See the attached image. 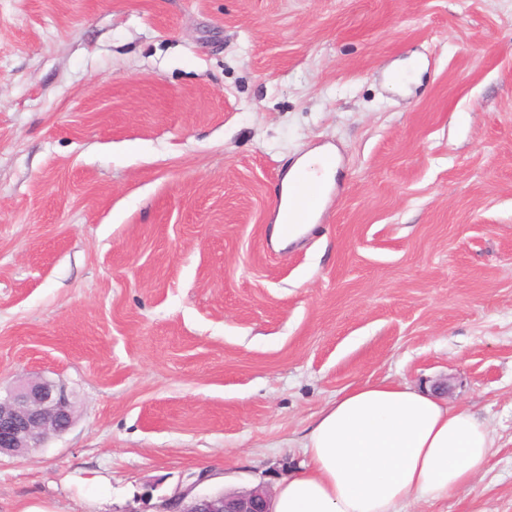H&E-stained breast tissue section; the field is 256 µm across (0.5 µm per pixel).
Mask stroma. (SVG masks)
<instances>
[{
  "instance_id": "1",
  "label": "stroma",
  "mask_w": 512,
  "mask_h": 512,
  "mask_svg": "<svg viewBox=\"0 0 512 512\" xmlns=\"http://www.w3.org/2000/svg\"><path fill=\"white\" fill-rule=\"evenodd\" d=\"M321 147L338 182L275 247ZM36 374L75 422L0 456V512L273 488L381 380L497 439L407 512H512V0H0V390ZM422 71L423 65L416 58L412 57L399 63L395 67L398 89L407 90L411 85L419 83ZM328 151H329V148H323V149L317 150L313 153H310V154L306 155L305 157H303L302 159H300L292 167L288 176L282 182L281 197L288 198V200L293 199L294 201H296L298 203L295 206L297 219H295L294 214L288 215V212H287L286 217H285L284 221L282 222L283 231L287 235H288V233H291L292 226H293L292 224H295V221L303 223V224L299 227V229L294 237L285 239L281 235V231H280L281 214H279L276 218V223L273 228V236L277 240L284 242V243H290L308 231V227H309L308 224H312L311 217L315 213V211L319 208V205H320V191H316V192L312 193L310 196H308L311 188L313 187V183L311 181H297L296 177L300 172H304V171H306V169H311V171L308 174L310 175V177L312 179L322 180L326 185L332 186L334 184L335 177L337 174V168H338L337 165H336L335 169L325 171L319 177L317 176V171H316V167L319 163L320 157L322 156L323 153L328 152ZM305 197H307V198H305Z\"/></svg>"
}]
</instances>
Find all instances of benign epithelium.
<instances>
[{"mask_svg": "<svg viewBox=\"0 0 512 512\" xmlns=\"http://www.w3.org/2000/svg\"><path fill=\"white\" fill-rule=\"evenodd\" d=\"M74 422L72 394L55 382L32 377L0 395V455L26 457ZM203 474L175 489L162 501L161 512H271L268 492L255 487L231 493L201 494Z\"/></svg>", "mask_w": 512, "mask_h": 512, "instance_id": "1", "label": "benign epithelium"}]
</instances>
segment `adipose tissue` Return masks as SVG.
Wrapping results in <instances>:
<instances>
[{"label":"adipose tissue","mask_w":512,"mask_h":512,"mask_svg":"<svg viewBox=\"0 0 512 512\" xmlns=\"http://www.w3.org/2000/svg\"><path fill=\"white\" fill-rule=\"evenodd\" d=\"M496 439L474 412L403 381L366 382L327 402L306 431V461L273 512H405L448 499L486 469Z\"/></svg>","instance_id":"obj_1"}]
</instances>
